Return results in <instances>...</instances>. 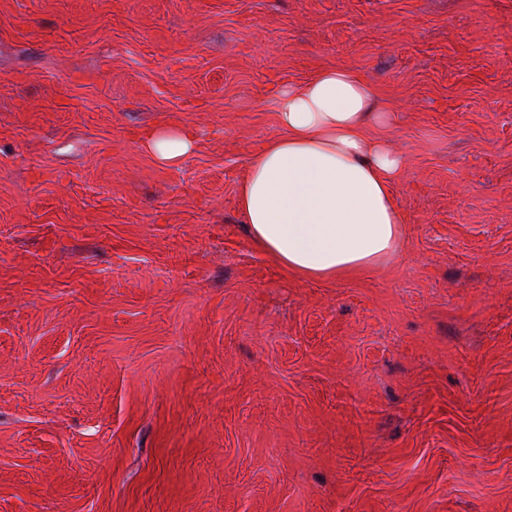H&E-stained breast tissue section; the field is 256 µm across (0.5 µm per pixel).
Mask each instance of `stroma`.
Wrapping results in <instances>:
<instances>
[{"label":"stroma","instance_id":"35a3bbf8","mask_svg":"<svg viewBox=\"0 0 512 512\" xmlns=\"http://www.w3.org/2000/svg\"><path fill=\"white\" fill-rule=\"evenodd\" d=\"M335 64L405 238L293 277L237 189ZM0 512H512V0H0ZM146 147L160 164L177 166L191 153L193 142L183 130L164 128L148 136Z\"/></svg>","mask_w":512,"mask_h":512}]
</instances>
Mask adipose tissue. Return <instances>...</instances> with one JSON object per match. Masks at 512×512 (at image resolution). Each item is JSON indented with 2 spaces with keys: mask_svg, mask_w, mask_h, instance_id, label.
Returning a JSON list of instances; mask_svg holds the SVG:
<instances>
[{
  "mask_svg": "<svg viewBox=\"0 0 512 512\" xmlns=\"http://www.w3.org/2000/svg\"><path fill=\"white\" fill-rule=\"evenodd\" d=\"M279 133L248 162L238 207L256 248L289 273L336 279L393 259L404 241V218L394 185L405 167L383 130L393 124L390 103L360 72L318 70L273 101ZM146 147L163 165H179L191 136L164 128Z\"/></svg>",
  "mask_w": 512,
  "mask_h": 512,
  "instance_id": "1",
  "label": "adipose tissue"
}]
</instances>
